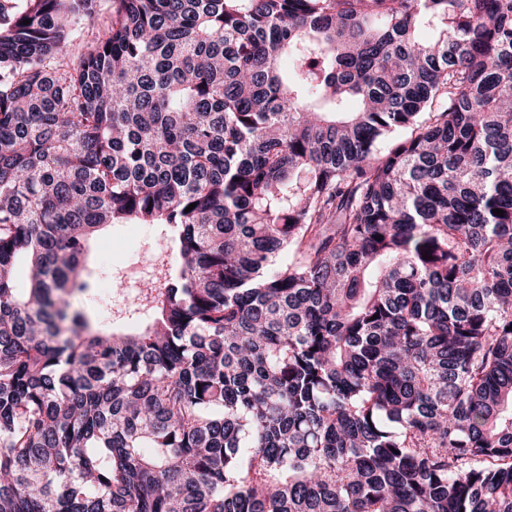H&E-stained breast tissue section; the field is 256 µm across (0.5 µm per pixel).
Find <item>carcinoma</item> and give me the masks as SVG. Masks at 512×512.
<instances>
[{"mask_svg":"<svg viewBox=\"0 0 512 512\" xmlns=\"http://www.w3.org/2000/svg\"><path fill=\"white\" fill-rule=\"evenodd\" d=\"M510 326L512 0H0V512H512ZM164 246L157 224H112L90 243L88 265L95 269L94 285L110 288V281L100 280L105 264H112V277L120 276L129 290L140 287L150 267L144 262L149 252Z\"/></svg>","mask_w":512,"mask_h":512,"instance_id":"1","label":"carcinoma"}]
</instances>
